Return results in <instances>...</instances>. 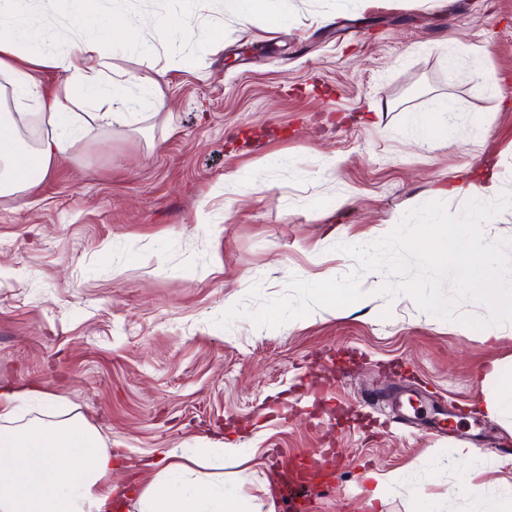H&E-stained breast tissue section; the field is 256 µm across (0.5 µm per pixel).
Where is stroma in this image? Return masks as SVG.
<instances>
[{
	"mask_svg": "<svg viewBox=\"0 0 512 512\" xmlns=\"http://www.w3.org/2000/svg\"><path fill=\"white\" fill-rule=\"evenodd\" d=\"M168 14L186 35L116 47L117 70L158 79L167 108L89 132L77 159L0 198V389L37 388L119 449L109 480L136 486L158 448H252L238 495L267 512L270 458L340 465L314 512H479L456 495V450L512 483V419L478 411L492 362L512 366V324L459 335L453 320L370 286L364 303L259 327L232 306L357 269L343 245L388 234L450 175L492 169L512 197V0H279L282 22L243 24L224 0H97ZM223 27L207 48L203 27ZM467 45L469 54L458 51ZM241 176L245 195L224 191ZM424 401L411 419L399 393ZM400 475L371 500L374 477Z\"/></svg>",
	"mask_w": 512,
	"mask_h": 512,
	"instance_id": "1",
	"label": "stroma"
}]
</instances>
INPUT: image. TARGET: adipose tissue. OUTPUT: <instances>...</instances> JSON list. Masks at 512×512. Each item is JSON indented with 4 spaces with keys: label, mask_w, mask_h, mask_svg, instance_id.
Returning a JSON list of instances; mask_svg holds the SVG:
<instances>
[{
    "label": "adipose tissue",
    "mask_w": 512,
    "mask_h": 512,
    "mask_svg": "<svg viewBox=\"0 0 512 512\" xmlns=\"http://www.w3.org/2000/svg\"><path fill=\"white\" fill-rule=\"evenodd\" d=\"M93 11V0H0L1 197H17L30 188L28 166L45 176L59 163L75 160V145L89 130L119 117L132 123L140 112L166 108L155 82L141 97L125 96L133 77L113 69L110 46L138 45L146 28L165 40L175 32V20L155 15L121 21L107 42L89 31ZM52 14L82 32L62 52L48 47L45 18ZM48 69L64 77L52 90L39 77ZM78 89L90 98V112H73ZM27 111L41 122L31 143L17 119ZM36 399L45 405L41 419L16 425L21 404ZM49 400V393L40 390H0V512H112L119 488L104 481L116 467L112 450L82 416L58 418L48 409ZM254 455L251 448L206 442L196 448L157 449L154 461L160 470L138 494V512H244L226 482L242 481Z\"/></svg>",
    "instance_id": "obj_1"
}]
</instances>
